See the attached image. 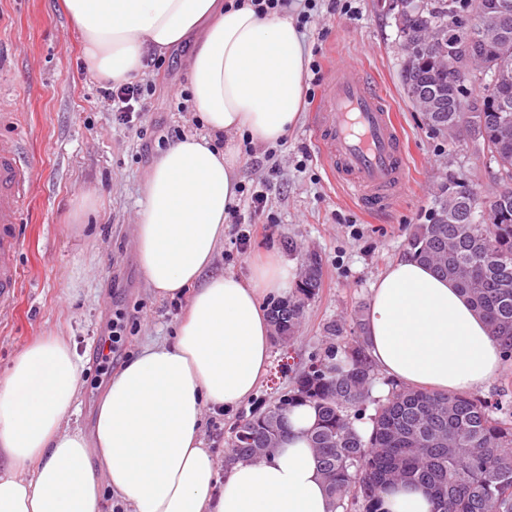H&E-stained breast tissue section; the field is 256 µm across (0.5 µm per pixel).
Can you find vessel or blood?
I'll return each mask as SVG.
<instances>
[{
  "mask_svg": "<svg viewBox=\"0 0 512 512\" xmlns=\"http://www.w3.org/2000/svg\"><path fill=\"white\" fill-rule=\"evenodd\" d=\"M330 179L371 211L393 207L409 178L407 151L393 110L361 64H331L310 126ZM28 135L17 101L0 95V317L14 307L23 281V207L32 189Z\"/></svg>",
  "mask_w": 512,
  "mask_h": 512,
  "instance_id": "vessel-or-blood-1",
  "label": "vessel or blood"
}]
</instances>
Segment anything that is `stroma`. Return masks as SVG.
<instances>
[{
    "label": "stroma",
    "instance_id": "35a3bbf8",
    "mask_svg": "<svg viewBox=\"0 0 512 512\" xmlns=\"http://www.w3.org/2000/svg\"><path fill=\"white\" fill-rule=\"evenodd\" d=\"M346 10L328 13L319 0L301 28L310 56L320 65L361 62L369 81L393 107L409 149L410 187L386 212H366L332 185L309 133L313 101L300 123L266 157L264 147L244 157L240 181L267 194L271 222L238 252L237 225L225 224L214 262L218 272L247 275L252 262L275 250L301 262L316 253L322 286L306 306L292 346L300 360L324 355L336 341L331 325L355 310H367L372 288L388 265L406 251L417 225L426 223L441 185L459 181L479 194L495 191L491 169L476 143H448L434 133L407 98L402 58L392 12L380 0H346ZM0 24L9 36L0 42V85L22 104L33 159L31 194L21 226L25 282L14 311L0 320V373L28 344L53 335L75 346L84 364L85 385L73 425L91 430L97 402L112 377L100 372L98 340L112 323L114 308L139 309L142 318L124 338L131 357L146 342L170 337L182 318L171 300L156 298L138 264L134 220L151 161L168 133L201 132L202 126L181 95L188 84L190 45L170 49L161 67L144 72L151 85L144 115L147 135L118 122L103 95L104 82L87 69L81 37L62 9V0H0ZM94 206L88 223L76 213L85 195ZM278 396L268 378L233 410L205 413L204 432L216 459L242 419L264 410Z\"/></svg>",
    "mask_w": 512,
    "mask_h": 512
}]
</instances>
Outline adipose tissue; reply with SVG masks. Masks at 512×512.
<instances>
[{"mask_svg": "<svg viewBox=\"0 0 512 512\" xmlns=\"http://www.w3.org/2000/svg\"><path fill=\"white\" fill-rule=\"evenodd\" d=\"M94 77L138 78L146 52L191 42L188 90L206 132L153 159L134 229L141 271L161 299L186 298L172 339L145 344L112 377L91 432L70 427L83 363L61 336L24 347L0 376V512H335L311 447L312 407L288 413L271 455L219 472L206 446L207 408L250 397L271 352L266 297H284L296 264L271 254L248 276L213 271L238 200L241 138L279 143L296 127L309 61L292 14L246 0H63ZM388 377L448 395L486 387L502 369L484 318L448 278L412 255L376 282L364 323ZM384 512H432L424 489L397 484Z\"/></svg>", "mask_w": 512, "mask_h": 512, "instance_id": "1", "label": "adipose tissue"}]
</instances>
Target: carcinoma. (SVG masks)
<instances>
[{"mask_svg":"<svg viewBox=\"0 0 512 512\" xmlns=\"http://www.w3.org/2000/svg\"><path fill=\"white\" fill-rule=\"evenodd\" d=\"M398 29L401 42L415 44L413 82L405 93L427 90L443 103L428 114L431 128L449 126L448 139L472 134L489 161L498 166L497 192L480 196L473 189L440 192L428 223L419 224L407 250L435 272L455 281L486 320L492 338L512 363V84L499 80L502 66L512 72V38L507 44L481 47L473 60L484 75L478 89H466L469 112H459L458 89L452 88L439 56L448 52L423 46L421 28L448 26V17L464 19L475 5L512 19V0H422ZM322 269L313 259L295 293L276 302L270 318L274 337L285 341L280 372L295 373L291 387L260 414L237 423L228 439L232 454L261 459L288 435L278 415L298 403L312 406L316 424L310 442L335 507L381 512L380 492L399 482L420 485L434 503L433 512H512V404L467 394L448 395L400 384L385 399H375L376 368L362 342L341 341L303 369L289 363L291 347L307 302L321 288ZM373 414L366 415L368 407ZM368 419L370 432L358 422ZM350 504H345L346 499Z\"/></svg>","mask_w":512,"mask_h":512,"instance_id":"carcinoma-1","label":"carcinoma"}]
</instances>
